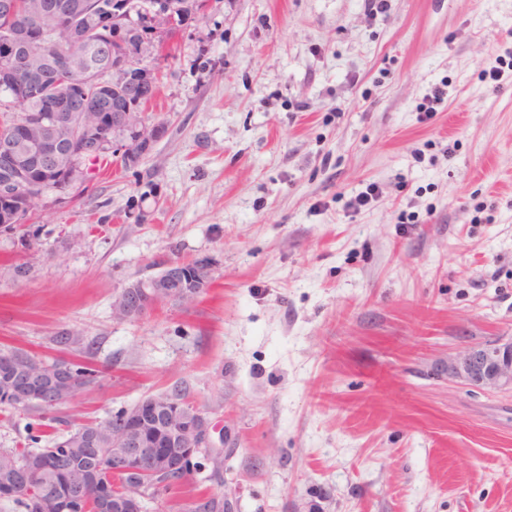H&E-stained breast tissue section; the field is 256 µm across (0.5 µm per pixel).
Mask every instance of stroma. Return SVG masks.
<instances>
[{"label": "stroma", "mask_w": 512, "mask_h": 512, "mask_svg": "<svg viewBox=\"0 0 512 512\" xmlns=\"http://www.w3.org/2000/svg\"><path fill=\"white\" fill-rule=\"evenodd\" d=\"M505 45L512 0H213L145 59L150 154L0 230V346L105 367L61 407L81 422L186 387L223 464L168 512H301L312 487L330 512H512V394L447 371L512 337V85L480 75ZM177 258L212 265L200 297L114 317ZM50 434L0 407V448ZM148 279L144 280H137L124 288H122L114 297V302L120 295H122L123 302H124V311L126 318L125 319H139L142 318L153 311L157 310L161 307V305L165 304L168 300H165L163 303L152 305L151 308H148L147 310H140V304L141 301L138 298L137 289H142L144 292L145 288L143 286H140V282L146 281ZM141 287V288H140ZM147 293V292H146ZM114 312L115 314L120 318L122 315V309L119 301H116L114 304Z\"/></svg>", "instance_id": "stroma-1"}]
</instances>
